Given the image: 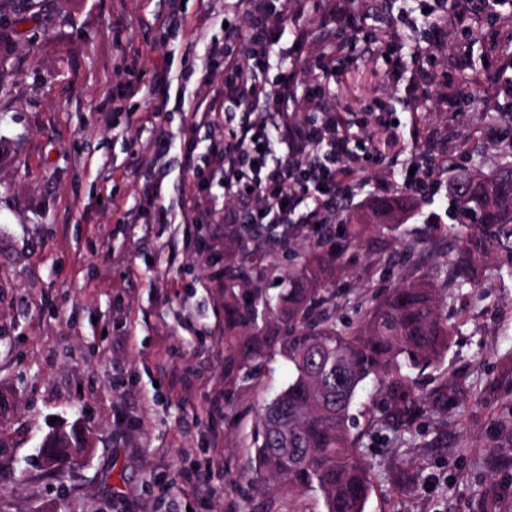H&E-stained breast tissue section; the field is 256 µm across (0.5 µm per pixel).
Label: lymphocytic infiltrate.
I'll list each match as a JSON object with an SVG mask.
<instances>
[{
	"label": "lymphocytic infiltrate",
	"instance_id": "lymphocytic-infiltrate-1",
	"mask_svg": "<svg viewBox=\"0 0 512 512\" xmlns=\"http://www.w3.org/2000/svg\"><path fill=\"white\" fill-rule=\"evenodd\" d=\"M307 2L235 0L224 15L223 42L209 49L211 67L224 71L225 224L334 223L347 179L370 169V153L355 150L354 121L329 101L336 55L356 42L366 19L353 0H315L318 24L311 27L297 19ZM447 8L462 23L475 11L512 13V0H412L397 20L430 45ZM377 51L398 79L414 62L436 65L434 55H419L398 37ZM302 73L309 76L303 84ZM301 95L311 106L304 121L291 111Z\"/></svg>",
	"mask_w": 512,
	"mask_h": 512
}]
</instances>
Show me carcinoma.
<instances>
[{"instance_id":"obj_1","label":"carcinoma","mask_w":512,"mask_h":512,"mask_svg":"<svg viewBox=\"0 0 512 512\" xmlns=\"http://www.w3.org/2000/svg\"><path fill=\"white\" fill-rule=\"evenodd\" d=\"M32 0H0L23 20ZM450 193L453 229L459 240L458 286L480 287L484 269L512 275V163L473 176L455 177ZM414 208L401 194L373 198L358 210L340 213L336 231L318 243L293 250L281 288L266 279L272 255H262L245 224L224 232V386L269 363H288V383L263 405L250 434L256 466L251 477L258 495L282 488L315 495L323 512H365L371 492L370 465L353 434V409L369 380L381 382L378 424L396 434L410 432L425 401L411 371L437 366L448 351L452 327L442 313L447 296L430 282H399L385 294L357 305L355 316L336 318L331 284L343 274L342 257L371 246L376 232H395ZM448 376L438 377L431 402L448 406ZM74 428L60 433L55 447L81 446Z\"/></svg>"}]
</instances>
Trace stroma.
<instances>
[{"mask_svg": "<svg viewBox=\"0 0 512 512\" xmlns=\"http://www.w3.org/2000/svg\"><path fill=\"white\" fill-rule=\"evenodd\" d=\"M34 0L6 45L0 76V512H323L313 495L251 494L249 434L262 405L288 382L275 361L239 383L233 415L211 411L224 388V126L212 111L223 70L201 82L211 42L224 38V0ZM463 34L441 17L437 70L413 73L405 91L371 48L344 62L336 104L364 115L390 104L403 139L370 120L379 158L375 195L403 164L427 154L433 185L383 251L349 250L335 286L336 315L399 281L447 293L454 328L440 370L417 375L429 393L437 372L456 382L448 413L425 407L411 439L381 429L382 396L368 382L354 407L371 467L365 512H512V278L486 272L458 287V241L447 185L462 169L512 162V136L489 138L512 93L472 83L500 60L493 28ZM141 55L132 58L130 47ZM467 58L459 70L458 58ZM168 81L170 92L149 89ZM138 84L125 97L117 84ZM469 86L459 107L452 89ZM159 119L142 123L144 112ZM202 173L194 188L187 162ZM157 188L168 221L144 227L134 212ZM166 352L190 380L172 385L156 366ZM79 427L89 442L65 476L41 462L46 436ZM209 479L199 491L198 473Z\"/></svg>", "mask_w": 512, "mask_h": 512, "instance_id": "1", "label": "stroma"}]
</instances>
